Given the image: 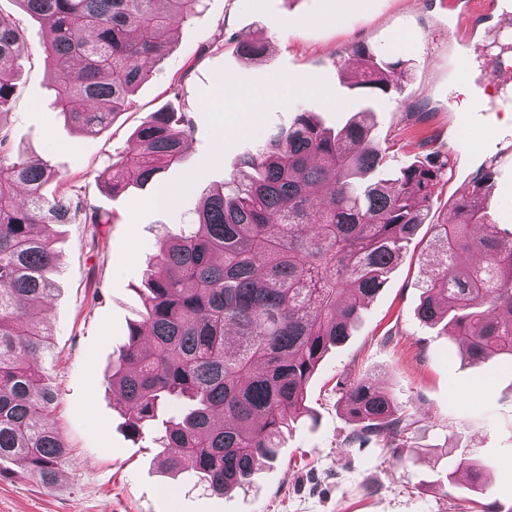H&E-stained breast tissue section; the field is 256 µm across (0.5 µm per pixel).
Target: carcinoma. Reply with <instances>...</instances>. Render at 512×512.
<instances>
[{"label": "carcinoma", "instance_id": "carcinoma-1", "mask_svg": "<svg viewBox=\"0 0 512 512\" xmlns=\"http://www.w3.org/2000/svg\"><path fill=\"white\" fill-rule=\"evenodd\" d=\"M45 25L44 61L64 79L51 105L70 125L95 133L124 111L164 56L175 24L206 0H15ZM23 37L0 15V476L17 465L45 488L72 461L50 421L56 393L37 363L49 350L47 310L57 253L52 224L102 223L67 192L47 196L48 165L13 150L4 120L14 93ZM351 87L386 94L407 61H385L356 46ZM363 108L340 129L307 111L275 133L217 191L204 193L192 223L164 236L143 276L140 319L112 362L107 382L138 437L168 403L178 414L157 438L160 465L192 472L223 494L252 482L276 459L283 435L307 415V386L328 351L343 343L361 310L385 284L402 249L426 222L428 203L448 171L434 152L391 178L389 147ZM190 122L180 108L148 114L137 149L112 162L110 189L159 179L179 163ZM492 178L482 168L443 224L434 225L433 264L419 319L444 324L473 364L512 360V235L493 231L484 202ZM476 253L464 265L460 256ZM353 424L349 447L380 442L394 464L409 459L412 418L369 377L341 384Z\"/></svg>", "mask_w": 512, "mask_h": 512}]
</instances>
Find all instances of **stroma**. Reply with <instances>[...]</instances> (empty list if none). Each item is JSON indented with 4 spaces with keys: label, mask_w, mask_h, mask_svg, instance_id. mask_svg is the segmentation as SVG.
Returning a JSON list of instances; mask_svg holds the SVG:
<instances>
[{
    "label": "stroma",
    "mask_w": 512,
    "mask_h": 512,
    "mask_svg": "<svg viewBox=\"0 0 512 512\" xmlns=\"http://www.w3.org/2000/svg\"><path fill=\"white\" fill-rule=\"evenodd\" d=\"M468 2L452 9L448 0H206L202 13L178 26L169 53L148 62L152 76L130 106L86 135L49 104L44 26L13 0H0V12L25 32L23 72L7 115L14 147L60 174L49 191L66 190L109 217L50 229L58 262L45 365L56 393L52 423L73 460L48 490L20 474L1 477L0 512H482L494 501L512 512V368L464 362L442 326L416 316L431 269V227L482 167L494 171L485 201L496 230L512 232V112L484 110L494 92L485 74L483 96L462 111L465 88L454 79L461 55L512 31V12L495 6L475 20ZM248 37L268 41L261 58L241 53ZM359 44L408 60L399 91L368 99L350 88L344 74ZM244 92L265 96L262 111L225 112L217 104ZM170 106L186 109L193 122L181 162L160 184L110 194L112 161L134 150L132 134L146 115ZM366 106L390 147V168L430 152L449 155L427 224L349 339L319 365L306 395L312 417L297 422L252 488L220 495L189 475L163 476L154 433L137 438L124 429L114 407L119 394L106 381L138 318L141 278L160 237L191 222L203 190L228 180L298 110L335 127ZM162 185L181 190L172 206L155 203ZM363 376L392 391L414 420L407 468L396 467L382 444H344L351 425L339 385ZM464 459L489 465L490 475L463 499L443 474Z\"/></svg>",
    "instance_id": "1"
}]
</instances>
